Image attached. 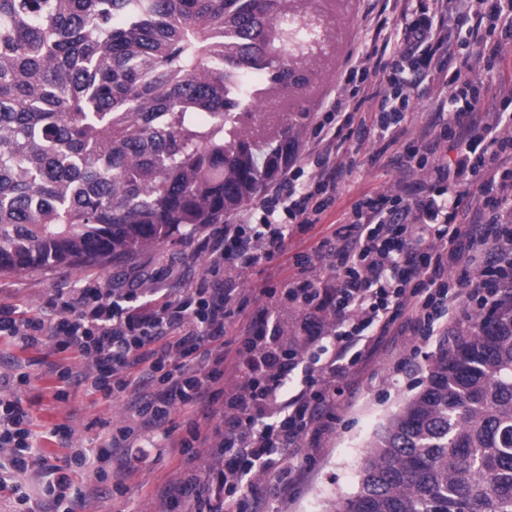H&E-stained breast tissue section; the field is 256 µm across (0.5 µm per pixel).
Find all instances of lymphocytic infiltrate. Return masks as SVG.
I'll use <instances>...</instances> for the list:
<instances>
[{
  "instance_id": "1",
  "label": "lymphocytic infiltrate",
  "mask_w": 512,
  "mask_h": 512,
  "mask_svg": "<svg viewBox=\"0 0 512 512\" xmlns=\"http://www.w3.org/2000/svg\"><path fill=\"white\" fill-rule=\"evenodd\" d=\"M393 6V48L363 41L350 52L341 93L312 119L310 145L296 148L257 204L208 232L197 280L161 257L128 288H74L32 314L0 304L1 336L24 348L52 336L58 352L86 361L57 366L58 398L87 385L124 408L97 447L75 450L77 470L134 471L183 412L174 446L186 466L163 495L167 512H241L257 477L290 475L304 436L333 424L339 381L376 337L407 326L426 340L449 324L452 303L498 305L512 282V0ZM366 147L371 161L391 158L396 179L338 210ZM335 210L338 228L299 257L306 277L265 289L242 334L228 335L248 303L235 279ZM28 380L0 374V490L23 512H80L85 492L28 427ZM199 409L221 427L201 429L191 418ZM32 474L47 482L38 500Z\"/></svg>"
}]
</instances>
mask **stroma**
<instances>
[{"instance_id":"35a3bbf8","label":"stroma","mask_w":512,"mask_h":512,"mask_svg":"<svg viewBox=\"0 0 512 512\" xmlns=\"http://www.w3.org/2000/svg\"><path fill=\"white\" fill-rule=\"evenodd\" d=\"M396 21L397 15L387 8L386 0H349L340 14V50L334 65L317 78L316 90L310 98L311 111H318L326 97L338 89L345 59L357 43L364 37L375 36L377 26ZM394 176L392 167L362 158L360 167L346 180L342 204L352 203L360 191L383 190ZM330 233L329 224L321 223L297 235L287 251L275 260L242 274L237 280L239 287L279 288L302 279L305 269L297 259L298 254ZM166 254L181 260L190 279L201 273L206 262L198 235L177 233L121 262L0 272V303L35 311L51 295L88 282L107 281L113 287L125 288L138 272L151 268L158 257ZM405 342V336L398 332L380 337L367 360L345 379V403L336 415V426L309 434L298 450L299 471L285 481L273 475L256 481L252 496L259 502L261 512H331L336 501L355 491L367 445L390 416L419 391L441 339L435 336L422 343L420 352L407 360L402 357ZM61 359L53 341L23 349L11 338L0 336V372L28 374L30 382L22 391V399L29 411V427L42 434L41 446L56 465L63 464L71 450L51 437L52 429L71 428L75 445L93 448L102 433L123 414L119 404L82 387L69 388L67 399H56L59 382L55 369ZM180 462L174 448L148 449L146 460L124 479L122 492L114 495L107 492L114 482L112 474H105L99 482L82 481L76 473L71 479L81 484L88 495L87 512H165L161 491L175 478Z\"/></svg>"}]
</instances>
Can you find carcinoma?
Returning a JSON list of instances; mask_svg holds the SVG:
<instances>
[{
    "label": "carcinoma",
    "instance_id": "carcinoma-1",
    "mask_svg": "<svg viewBox=\"0 0 512 512\" xmlns=\"http://www.w3.org/2000/svg\"><path fill=\"white\" fill-rule=\"evenodd\" d=\"M333 39L307 0H0V272L103 265L256 203ZM248 70L267 82L231 92ZM333 512H512V298L442 345Z\"/></svg>",
    "mask_w": 512,
    "mask_h": 512
}]
</instances>
